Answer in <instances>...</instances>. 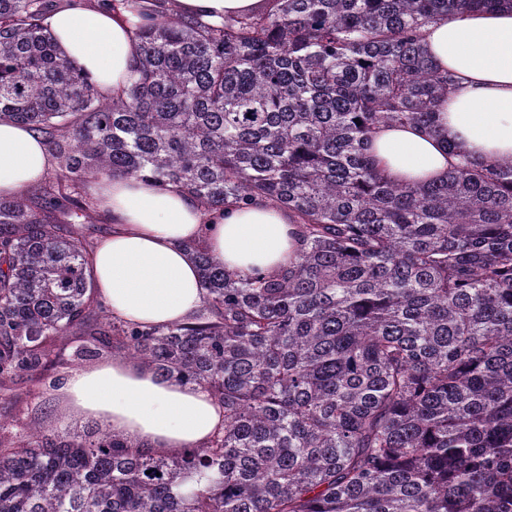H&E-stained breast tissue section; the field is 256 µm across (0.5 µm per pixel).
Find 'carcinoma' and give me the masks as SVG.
Instances as JSON below:
<instances>
[{"label": "carcinoma", "instance_id": "obj_1", "mask_svg": "<svg viewBox=\"0 0 512 512\" xmlns=\"http://www.w3.org/2000/svg\"><path fill=\"white\" fill-rule=\"evenodd\" d=\"M512 0H274L210 26L138 27L104 98L53 41L49 0H0V121L56 169L0 196V392L81 331L207 389L224 429L179 455L55 423L0 433V512H512V159L396 183L381 125L435 129L453 79L422 49L448 12ZM89 175L174 183L206 211L288 210L294 259L228 272L192 246L202 309L166 328L87 322Z\"/></svg>", "mask_w": 512, "mask_h": 512}]
</instances>
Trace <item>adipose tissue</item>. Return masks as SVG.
<instances>
[{
    "instance_id": "1",
    "label": "adipose tissue",
    "mask_w": 512,
    "mask_h": 512,
    "mask_svg": "<svg viewBox=\"0 0 512 512\" xmlns=\"http://www.w3.org/2000/svg\"><path fill=\"white\" fill-rule=\"evenodd\" d=\"M170 9L218 25L225 18L270 10V0H171ZM134 18L67 0L45 24L101 95L125 87L139 55ZM422 44L455 85L437 115L438 130L381 126L370 143L379 166L400 183L445 177L461 158L493 165L512 158V7L450 14L427 26ZM53 158L29 128L0 121V196H21L41 181ZM93 195L111 224L94 243L93 298L113 317L142 326L182 323L201 308L191 245L200 243L232 272H268L297 249L287 210L257 200L204 214L179 186L100 178ZM60 395L77 418L92 419L149 452L178 454L203 447L224 426V410L203 387L159 377L117 356L71 371Z\"/></svg>"
}]
</instances>
